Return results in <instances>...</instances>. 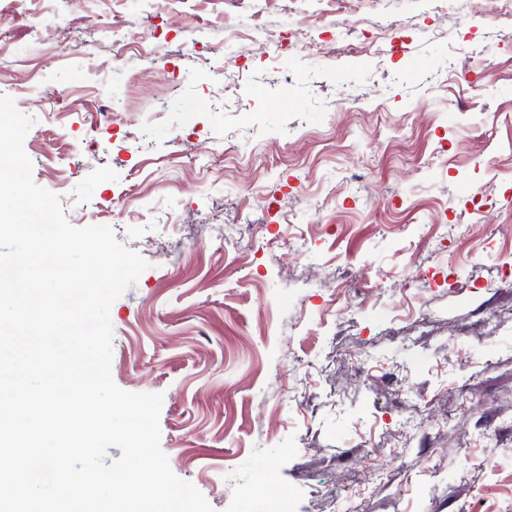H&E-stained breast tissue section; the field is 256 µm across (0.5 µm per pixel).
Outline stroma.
Segmentation results:
<instances>
[{"label":"stroma","mask_w":512,"mask_h":512,"mask_svg":"<svg viewBox=\"0 0 512 512\" xmlns=\"http://www.w3.org/2000/svg\"><path fill=\"white\" fill-rule=\"evenodd\" d=\"M375 19L325 53L320 26ZM0 96L67 220L148 261L110 310L112 377L162 394L161 448L214 512L512 503L502 0H0ZM458 218L480 253L439 243ZM430 257L451 275L407 280Z\"/></svg>","instance_id":"stroma-1"}]
</instances>
